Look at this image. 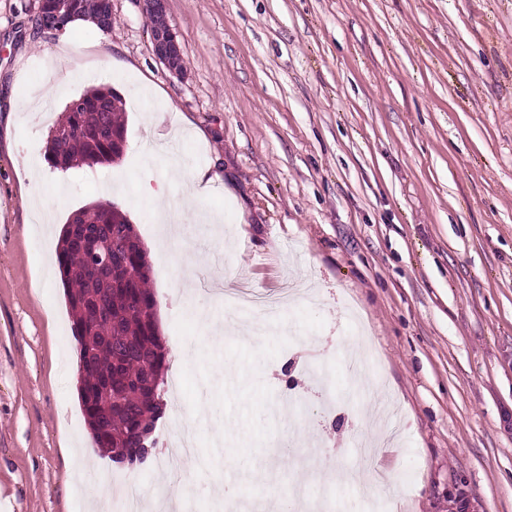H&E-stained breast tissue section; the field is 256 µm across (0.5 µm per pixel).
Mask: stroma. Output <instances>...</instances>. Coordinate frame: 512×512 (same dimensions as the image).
<instances>
[{"label": "stroma", "instance_id": "stroma-1", "mask_svg": "<svg viewBox=\"0 0 512 512\" xmlns=\"http://www.w3.org/2000/svg\"><path fill=\"white\" fill-rule=\"evenodd\" d=\"M38 4L0 0V512H87L85 460L115 470L54 379L78 361L59 232L106 200L149 249L197 418L193 512H220V484L270 508L326 483L327 512H512V0H168L180 79L142 0H112L109 32L56 35L34 31ZM61 52L78 77L50 110L12 111ZM100 85L125 102V152L59 173L50 131ZM174 154L221 177L186 226L194 279L297 284L262 333L196 345L199 307L251 316L187 287L160 241L139 187L180 210ZM24 189L53 206L37 235Z\"/></svg>", "mask_w": 512, "mask_h": 512}]
</instances>
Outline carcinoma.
I'll return each instance as SVG.
<instances>
[{"instance_id": "cac0c4a2", "label": "carcinoma", "mask_w": 512, "mask_h": 512, "mask_svg": "<svg viewBox=\"0 0 512 512\" xmlns=\"http://www.w3.org/2000/svg\"><path fill=\"white\" fill-rule=\"evenodd\" d=\"M53 2L64 19L93 20L112 11V0ZM72 102L56 124L68 135L47 141L52 166L114 163L127 134L121 95L100 87ZM57 259L79 350L78 399L93 443L113 463L136 466L157 447L167 392V353L147 250L117 205L90 203L63 226Z\"/></svg>"}]
</instances>
